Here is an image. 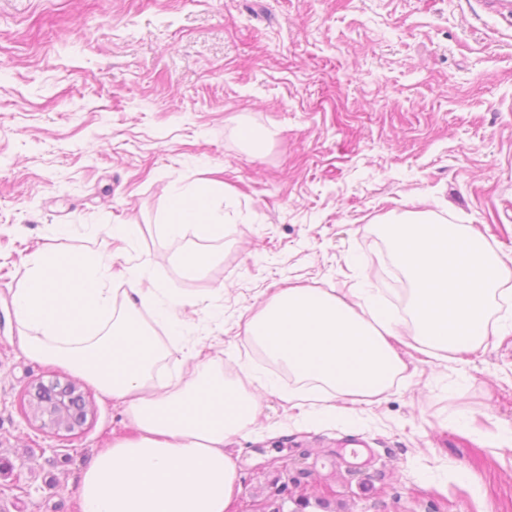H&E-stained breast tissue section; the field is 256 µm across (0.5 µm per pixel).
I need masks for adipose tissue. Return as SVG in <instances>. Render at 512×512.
<instances>
[{"label":"adipose tissue","instance_id":"obj_1","mask_svg":"<svg viewBox=\"0 0 512 512\" xmlns=\"http://www.w3.org/2000/svg\"><path fill=\"white\" fill-rule=\"evenodd\" d=\"M225 203L222 181L174 186L166 236L193 224L202 236L223 238ZM386 242L409 283L405 312L379 298L350 302L291 286L245 324L267 359L301 383L288 403L315 419L331 413L336 397L361 404L387 391L404 370L394 347L403 332L424 356L458 363L488 335L512 332L511 315L490 316L497 300L512 297V263L471 227L403 213ZM118 276L125 287H111ZM201 303L144 287L139 269L114 274L91 253L63 256L46 245L34 255L13 294L24 354L111 396L133 430L83 470V512H228L238 474L224 444L249 432L261 399L226 380L217 358L183 342L186 323L175 311ZM175 345L194 369L169 381L159 371Z\"/></svg>","mask_w":512,"mask_h":512}]
</instances>
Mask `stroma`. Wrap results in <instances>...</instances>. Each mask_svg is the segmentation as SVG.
Listing matches in <instances>:
<instances>
[{"instance_id": "obj_1", "label": "stroma", "mask_w": 512, "mask_h": 512, "mask_svg": "<svg viewBox=\"0 0 512 512\" xmlns=\"http://www.w3.org/2000/svg\"><path fill=\"white\" fill-rule=\"evenodd\" d=\"M243 124L279 134L253 153ZM212 178L223 239L165 237L172 186ZM406 211L512 256V22L491 0H0V512H82L81 470L132 433L88 384L75 433L25 416L29 390L70 377L20 348L13 292L40 247L216 295L184 311L189 339L240 379L273 372L243 325L287 284L404 303L382 224ZM201 247L213 264L185 272ZM397 350L402 379L354 418L262 393L253 435L226 443L232 512L280 489L284 512H512V334L467 368Z\"/></svg>"}]
</instances>
